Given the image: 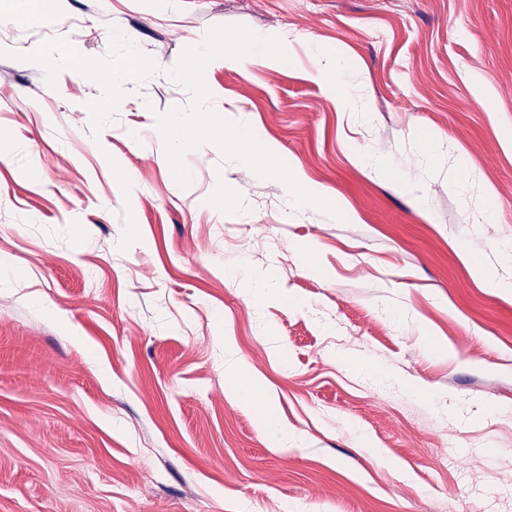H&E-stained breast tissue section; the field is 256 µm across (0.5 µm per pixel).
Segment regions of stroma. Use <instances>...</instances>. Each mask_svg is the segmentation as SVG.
Listing matches in <instances>:
<instances>
[{
	"label": "stroma",
	"instance_id": "35a3bbf8",
	"mask_svg": "<svg viewBox=\"0 0 512 512\" xmlns=\"http://www.w3.org/2000/svg\"><path fill=\"white\" fill-rule=\"evenodd\" d=\"M11 8L0 512H512V296L467 262L512 279V0H59L18 24ZM225 24L288 58L211 61L209 108L343 217L291 207L213 143L177 184L158 119L192 98L169 71ZM69 47L106 72L134 57L106 112L56 65ZM326 57L339 70L319 73ZM231 360L302 447L232 399Z\"/></svg>",
	"mask_w": 512,
	"mask_h": 512
}]
</instances>
